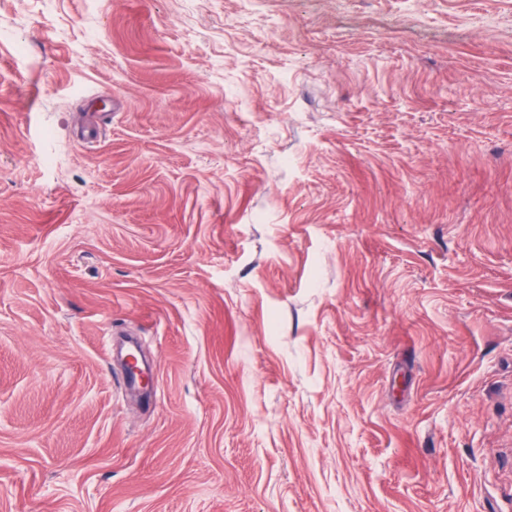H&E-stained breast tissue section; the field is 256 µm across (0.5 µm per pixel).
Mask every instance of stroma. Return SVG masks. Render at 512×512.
Wrapping results in <instances>:
<instances>
[{
    "label": "stroma",
    "instance_id": "35a3bbf8",
    "mask_svg": "<svg viewBox=\"0 0 512 512\" xmlns=\"http://www.w3.org/2000/svg\"><path fill=\"white\" fill-rule=\"evenodd\" d=\"M0 512H512V0H0Z\"/></svg>",
    "mask_w": 512,
    "mask_h": 512
}]
</instances>
